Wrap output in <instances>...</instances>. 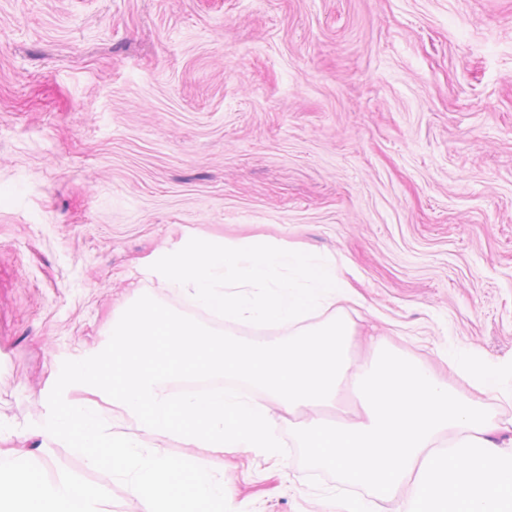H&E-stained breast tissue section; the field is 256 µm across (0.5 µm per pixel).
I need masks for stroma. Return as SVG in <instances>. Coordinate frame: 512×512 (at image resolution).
<instances>
[{
  "label": "stroma",
  "mask_w": 512,
  "mask_h": 512,
  "mask_svg": "<svg viewBox=\"0 0 512 512\" xmlns=\"http://www.w3.org/2000/svg\"><path fill=\"white\" fill-rule=\"evenodd\" d=\"M270 233L363 298L352 357L512 362V0H0V449L38 432L61 364L185 235ZM158 442L224 470L236 512H330L341 481Z\"/></svg>",
  "instance_id": "stroma-1"
}]
</instances>
